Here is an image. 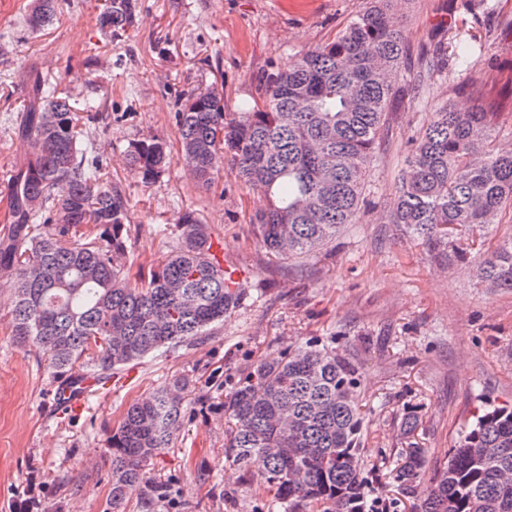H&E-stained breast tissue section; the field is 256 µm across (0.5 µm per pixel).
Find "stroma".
<instances>
[{
  "mask_svg": "<svg viewBox=\"0 0 512 512\" xmlns=\"http://www.w3.org/2000/svg\"><path fill=\"white\" fill-rule=\"evenodd\" d=\"M31 3L0 0V226L6 173L30 157L11 125L37 72L75 110L88 102L97 108L92 136L105 160L103 181L129 200L128 287H139V266L170 251L179 218L191 210L241 269L246 299L213 335L125 366L91 388L83 408L69 410L54 404L58 380L44 357L13 340L10 287L0 276V512H10L31 481L42 486L40 512H143L157 485L164 496L152 512H254L267 493L245 484L224 456V395L250 365L315 338L361 372L365 455L379 466L376 498L416 512L430 484L408 495L388 476L406 445L399 422L416 411L414 439L432 471L479 407L512 404V292L486 288L475 266L449 263L385 214L413 138L442 104L494 107V142L512 143V0H393L414 48L451 42L470 52L453 77L429 81L393 118L358 223L316 253L289 259L260 244L251 217L267 200L232 166L208 189L184 166L177 101L214 86L224 91L225 112L244 111L268 71L326 44L370 0H137L134 23L115 39L99 23L106 0H59L54 24L34 32L24 22ZM145 138L171 150L168 169L151 183L122 164L128 143ZM182 378L185 417L172 443L155 451L143 483L113 508L110 443L125 409Z\"/></svg>",
  "mask_w": 512,
  "mask_h": 512,
  "instance_id": "35a3bbf8",
  "label": "stroma"
}]
</instances>
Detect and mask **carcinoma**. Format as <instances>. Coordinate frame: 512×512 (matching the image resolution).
<instances>
[{"label": "carcinoma", "instance_id": "obj_1", "mask_svg": "<svg viewBox=\"0 0 512 512\" xmlns=\"http://www.w3.org/2000/svg\"><path fill=\"white\" fill-rule=\"evenodd\" d=\"M390 0L353 17L321 48L266 75L247 112H224L217 88L179 99L174 112L183 159L208 187L229 162L241 183L264 194L254 223L277 257L314 253L353 224L364 205L371 164L391 116L433 76H448L439 45L418 53L416 84L398 82L414 51L392 21ZM136 0H111L100 16L109 36L131 25ZM58 0H38L26 17L37 31L52 25ZM33 103L13 127L31 160L14 168L8 233L0 236V272L14 285L11 332L46 355L58 377L78 363L103 375L211 336L244 299L224 283L208 225L184 213L170 253L127 288L123 236L128 200L100 184V154L85 146L95 106L80 117L70 98L42 76ZM499 113L449 104L432 113L404 158L397 202L387 223L461 263L480 260L493 290L512 289V235L488 249L475 239L512 207V151L493 145ZM167 144L134 141L125 162L149 183L165 170ZM178 379L132 402L112 434V505L140 482L154 450L168 447L183 415ZM357 368L318 339L247 369L225 396L233 426L224 455L268 496L258 512H369L375 464L364 456ZM512 408L488 406L449 449L431 477L421 512H512ZM391 477L408 491L425 480L424 449L404 450Z\"/></svg>", "mask_w": 512, "mask_h": 512}]
</instances>
